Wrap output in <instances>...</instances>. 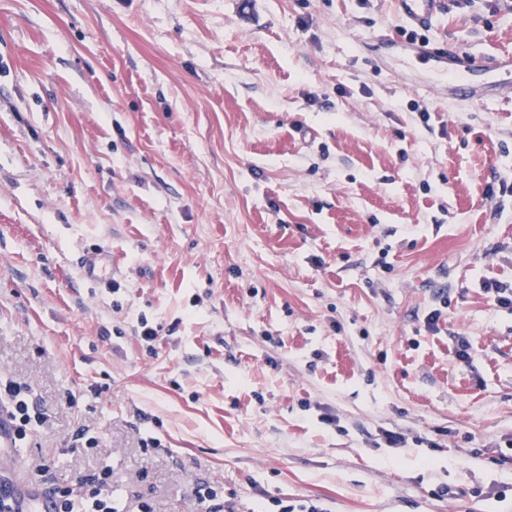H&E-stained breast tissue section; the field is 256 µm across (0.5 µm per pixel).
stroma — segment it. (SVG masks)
<instances>
[{
  "label": "stroma",
  "mask_w": 512,
  "mask_h": 512,
  "mask_svg": "<svg viewBox=\"0 0 512 512\" xmlns=\"http://www.w3.org/2000/svg\"><path fill=\"white\" fill-rule=\"evenodd\" d=\"M384 30L392 0H0L27 480L108 465L128 512L201 482L237 512H512V309L485 291L512 289V102L434 99ZM429 36L512 51V0H450ZM83 280L104 283L112 276V253L106 248L83 253L77 260Z\"/></svg>",
  "instance_id": "obj_1"
}]
</instances>
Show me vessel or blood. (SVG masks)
<instances>
[{
	"instance_id": "obj_1",
	"label": "vessel or blood",
	"mask_w": 512,
	"mask_h": 512,
	"mask_svg": "<svg viewBox=\"0 0 512 512\" xmlns=\"http://www.w3.org/2000/svg\"><path fill=\"white\" fill-rule=\"evenodd\" d=\"M399 18L410 31L431 28L445 13L447 0H394ZM404 51L412 58H424L430 63L437 83L448 86L449 93L461 96L464 100L480 104L495 97L500 79L512 77V53L507 52L493 57L489 64H482L474 54L447 45L429 41H403ZM489 68L496 75L495 80H480L482 68ZM83 280L102 283L112 275V254L99 248L83 253L77 260ZM13 431L5 409H0V459L10 465L14 475L10 492L19 512H55L57 504L47 492L37 486L21 481L23 468L21 458L12 451Z\"/></svg>"
}]
</instances>
